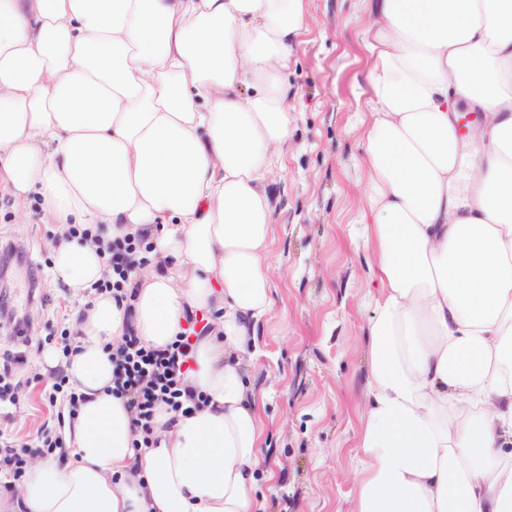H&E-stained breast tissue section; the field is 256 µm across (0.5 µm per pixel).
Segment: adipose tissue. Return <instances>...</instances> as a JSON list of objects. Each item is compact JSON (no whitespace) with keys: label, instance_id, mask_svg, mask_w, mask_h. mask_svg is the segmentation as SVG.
I'll list each match as a JSON object with an SVG mask.
<instances>
[{"label":"adipose tissue","instance_id":"1","mask_svg":"<svg viewBox=\"0 0 512 512\" xmlns=\"http://www.w3.org/2000/svg\"><path fill=\"white\" fill-rule=\"evenodd\" d=\"M360 222L378 284L354 512H512V0H377ZM307 0H0V190L38 196L82 300L63 461L0 512H250L264 425L245 375L273 308L266 256ZM479 118L463 127L458 104ZM79 235H71V228ZM149 234L129 307L92 292L104 241ZM211 313L187 382L135 449L113 396L126 330L156 347Z\"/></svg>","mask_w":512,"mask_h":512}]
</instances>
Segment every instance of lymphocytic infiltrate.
Here are the masks:
<instances>
[{
    "label": "lymphocytic infiltrate",
    "instance_id": "1",
    "mask_svg": "<svg viewBox=\"0 0 512 512\" xmlns=\"http://www.w3.org/2000/svg\"><path fill=\"white\" fill-rule=\"evenodd\" d=\"M152 244L148 237H124L105 246L109 275L97 284V291H112L124 297L131 275L149 261ZM196 320H188L184 332L163 347L143 345L134 332H127L121 346L112 355V391L127 402L137 433L138 448L155 447V418L158 408L174 414H189L207 402L203 393L187 384L193 360L194 342L198 338ZM61 436L42 430L36 443L0 439V472L12 481L26 476L27 459L35 453L52 454L63 447Z\"/></svg>",
    "mask_w": 512,
    "mask_h": 512
}]
</instances>
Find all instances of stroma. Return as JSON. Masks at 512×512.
<instances>
[{
    "mask_svg": "<svg viewBox=\"0 0 512 512\" xmlns=\"http://www.w3.org/2000/svg\"><path fill=\"white\" fill-rule=\"evenodd\" d=\"M371 0H308L307 27L288 71L294 115L285 168L269 189L277 201L266 265L274 306L259 329V353L246 376L263 397V467L255 499L263 512H351L361 467L359 436L368 401L367 323L375 287L371 252L358 224L366 175L361 119L369 64L363 32ZM55 227L42 223L37 203L19 213L0 195V239L21 248L40 269H9L0 300V357L25 351L18 402L0 408V430L30 440L55 422L58 407L44 393L53 381L35 359V341L71 328L80 301L56 281L45 261ZM24 327L32 341L13 339Z\"/></svg>",
    "mask_w": 512,
    "mask_h": 512,
    "instance_id": "obj_1",
    "label": "stroma"
}]
</instances>
